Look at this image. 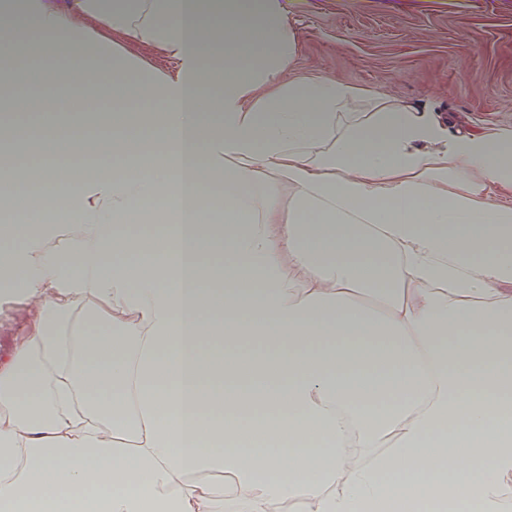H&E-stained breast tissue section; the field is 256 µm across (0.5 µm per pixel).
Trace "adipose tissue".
I'll return each mask as SVG.
<instances>
[{
	"label": "adipose tissue",
	"instance_id": "ef3b65f1",
	"mask_svg": "<svg viewBox=\"0 0 512 512\" xmlns=\"http://www.w3.org/2000/svg\"><path fill=\"white\" fill-rule=\"evenodd\" d=\"M0 50L68 125L10 145L0 512H512V129L288 78L286 0H0ZM5 304L0 313V354L6 353L11 345L13 336L20 333L22 319L19 313L7 305V297H3Z\"/></svg>",
	"mask_w": 512,
	"mask_h": 512
}]
</instances>
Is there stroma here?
Masks as SVG:
<instances>
[{"label": "stroma", "mask_w": 512, "mask_h": 512, "mask_svg": "<svg viewBox=\"0 0 512 512\" xmlns=\"http://www.w3.org/2000/svg\"><path fill=\"white\" fill-rule=\"evenodd\" d=\"M292 69L428 104L451 127L512 129V0H287Z\"/></svg>", "instance_id": "1"}]
</instances>
